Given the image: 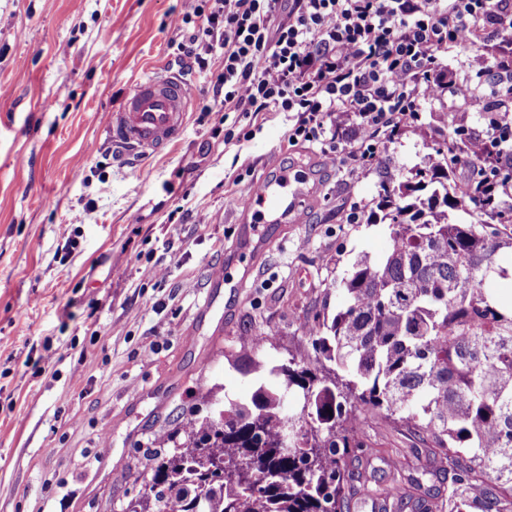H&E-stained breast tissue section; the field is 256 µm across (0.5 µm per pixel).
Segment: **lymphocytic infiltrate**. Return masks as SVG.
Masks as SVG:
<instances>
[{
    "label": "lymphocytic infiltrate",
    "instance_id": "lymphocytic-infiltrate-1",
    "mask_svg": "<svg viewBox=\"0 0 512 512\" xmlns=\"http://www.w3.org/2000/svg\"><path fill=\"white\" fill-rule=\"evenodd\" d=\"M176 56L193 71L222 62L213 90L228 112H291L289 143L319 145L352 170L378 158L380 134L419 121L420 100L439 53L491 33L512 35V0H199L195 17L176 20ZM360 131L344 148L339 122ZM474 156L512 164V106L489 118Z\"/></svg>",
    "mask_w": 512,
    "mask_h": 512
}]
</instances>
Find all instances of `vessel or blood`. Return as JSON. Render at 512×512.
Here are the masks:
<instances>
[{"label":"vessel or blood","instance_id":"b4317fda","mask_svg":"<svg viewBox=\"0 0 512 512\" xmlns=\"http://www.w3.org/2000/svg\"><path fill=\"white\" fill-rule=\"evenodd\" d=\"M190 102V83L185 78L165 68L148 71L128 87L121 106L109 113L105 146L120 161L159 153L180 141ZM306 195L304 177L284 170L272 182H260L243 209L261 213L270 223L297 219Z\"/></svg>","mask_w":512,"mask_h":512}]
</instances>
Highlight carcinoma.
<instances>
[{
  "label": "carcinoma",
  "mask_w": 512,
  "mask_h": 512,
  "mask_svg": "<svg viewBox=\"0 0 512 512\" xmlns=\"http://www.w3.org/2000/svg\"><path fill=\"white\" fill-rule=\"evenodd\" d=\"M435 154L380 186L388 253L356 260L336 283V312L305 324L313 353L271 367L276 386L225 403L224 431L187 419L122 512H352L363 461L389 454L365 431L380 418L421 437L430 461L372 489L381 512H512V305L490 299L512 234L478 171L494 157L453 139ZM462 161L476 168L464 184L451 177ZM450 210L469 223L449 222Z\"/></svg>",
  "instance_id": "1"
}]
</instances>
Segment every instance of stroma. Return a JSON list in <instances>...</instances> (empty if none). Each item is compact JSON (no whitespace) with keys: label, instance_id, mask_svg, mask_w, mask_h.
<instances>
[{"label":"stroma","instance_id":"stroma-1","mask_svg":"<svg viewBox=\"0 0 512 512\" xmlns=\"http://www.w3.org/2000/svg\"><path fill=\"white\" fill-rule=\"evenodd\" d=\"M197 0H0V512H122L158 439L210 415L201 398L249 399L237 361L307 354V321L334 313V283L381 259L385 225L348 223L384 180H406L441 141L439 113L494 81L512 40L440 55L447 84L416 127L350 175L319 146L289 145L286 112H224L209 79L169 46ZM193 86L181 140L119 168L101 148L109 112L149 68ZM249 139H240V132ZM303 170L304 219L246 247L236 205L275 167ZM226 271L232 292L210 290Z\"/></svg>","mask_w":512,"mask_h":512}]
</instances>
